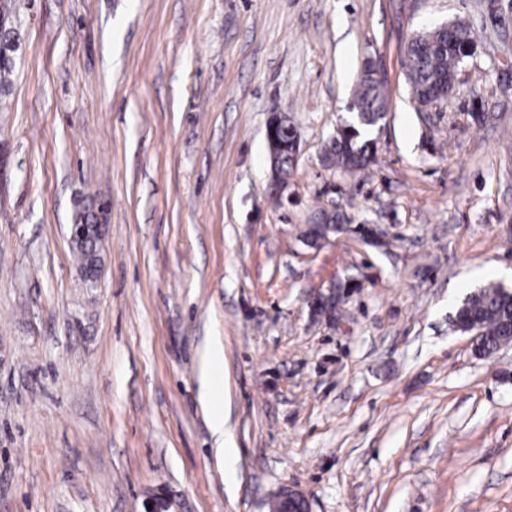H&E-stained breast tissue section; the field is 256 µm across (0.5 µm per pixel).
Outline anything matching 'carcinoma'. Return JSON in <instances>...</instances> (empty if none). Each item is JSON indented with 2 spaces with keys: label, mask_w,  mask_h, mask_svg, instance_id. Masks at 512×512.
<instances>
[{
  "label": "carcinoma",
  "mask_w": 512,
  "mask_h": 512,
  "mask_svg": "<svg viewBox=\"0 0 512 512\" xmlns=\"http://www.w3.org/2000/svg\"><path fill=\"white\" fill-rule=\"evenodd\" d=\"M471 44L470 27L463 21L452 23L446 30L413 35L406 47V67L414 96L434 101L447 97L462 63L461 54ZM353 111L352 123L337 130L324 157L327 166L350 173L365 169L373 161V141L364 137V131L376 126L387 112L385 83L378 79L371 64L364 66L353 95ZM342 222L343 215L338 212L332 217L324 215L318 223L308 225L302 235L318 238L322 226H339ZM472 324L482 330L483 354L512 336V292L490 285L467 296L457 309L453 326L465 333Z\"/></svg>",
  "instance_id": "1"
}]
</instances>
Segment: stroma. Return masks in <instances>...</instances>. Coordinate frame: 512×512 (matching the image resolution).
<instances>
[{
	"instance_id": "35a3bbf8",
	"label": "stroma",
	"mask_w": 512,
	"mask_h": 512,
	"mask_svg": "<svg viewBox=\"0 0 512 512\" xmlns=\"http://www.w3.org/2000/svg\"><path fill=\"white\" fill-rule=\"evenodd\" d=\"M0 90V512H512V346L450 321L512 290V0H12ZM466 20L448 98L411 35ZM375 157L321 162L365 63ZM300 156L273 200L266 139ZM321 210L349 231L311 248ZM98 224L87 282L70 227ZM382 234L366 244L352 228ZM342 284L335 320L312 304ZM215 373L220 463L201 396Z\"/></svg>"
}]
</instances>
